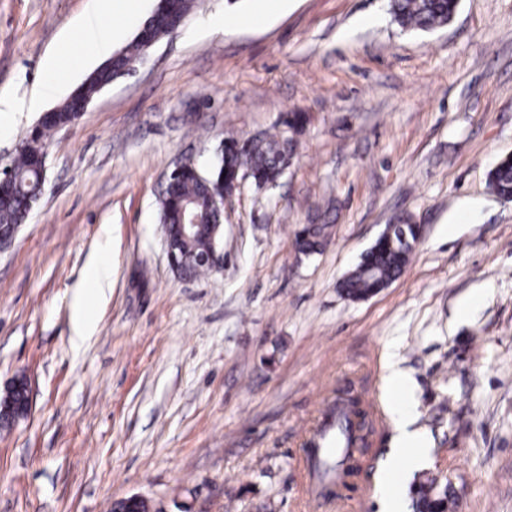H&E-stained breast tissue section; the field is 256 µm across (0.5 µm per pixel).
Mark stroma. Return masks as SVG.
I'll return each instance as SVG.
<instances>
[{"label": "stroma", "instance_id": "obj_1", "mask_svg": "<svg viewBox=\"0 0 512 512\" xmlns=\"http://www.w3.org/2000/svg\"><path fill=\"white\" fill-rule=\"evenodd\" d=\"M94 4L0 0V92L38 101L0 116V158L101 65L79 41ZM52 56L62 77L45 97ZM292 112L307 124L279 186L244 181L226 206L223 270L178 278L165 175L207 166L228 135H287ZM507 154L512 0H460L431 31L401 29L389 0H199L52 132L44 192L0 252V390L23 375L31 393L0 430V512H112L133 495L156 512H380L402 396L428 447L403 504L433 476L457 512H512V201L487 188ZM329 207L323 252L297 254L295 231ZM398 215L423 228L409 264L344 298L339 281ZM94 252L112 291L78 344L70 297ZM345 387L371 431L358 474L321 496L304 449Z\"/></svg>", "mask_w": 512, "mask_h": 512}]
</instances>
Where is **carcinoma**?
<instances>
[{
	"label": "carcinoma",
	"mask_w": 512,
	"mask_h": 512,
	"mask_svg": "<svg viewBox=\"0 0 512 512\" xmlns=\"http://www.w3.org/2000/svg\"><path fill=\"white\" fill-rule=\"evenodd\" d=\"M196 4L197 0H158L144 25L154 34H165L184 21ZM458 6L459 0H391L390 4L393 19L400 27L421 31L448 24ZM140 55L141 44L134 39L112 60V65L98 68L81 90L87 96H95L102 87L112 83L113 73L138 65ZM54 129L53 125L35 128L12 162L13 182L4 189L8 201L0 202L3 235L25 223L42 195L45 177L34 164L33 156L44 150L46 138ZM294 152V140L277 134L248 140L229 136L224 138V154L216 156L205 168L182 173L165 189L159 200L160 223L169 225L177 244L180 274L195 278L209 271V267L198 262V257L211 249L213 225L223 221L213 209V197L224 190L225 179L245 174L256 189L269 190L283 177ZM489 187L500 198H512L511 155L501 158L490 170ZM394 223L403 225L406 240L397 236L391 243L376 240L339 282L338 288L345 297L362 300L404 271L417 235L410 218L401 216ZM331 228L326 219L319 224L303 225L295 234L296 252L303 255L321 252L331 236ZM415 495L414 512H452L456 504L450 487H439L434 478L419 483Z\"/></svg>",
	"instance_id": "obj_1"
}]
</instances>
